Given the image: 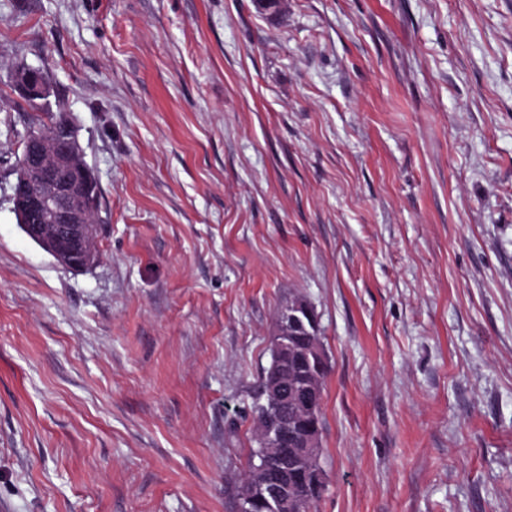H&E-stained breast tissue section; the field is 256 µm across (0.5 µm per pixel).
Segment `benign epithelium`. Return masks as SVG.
<instances>
[{
    "instance_id": "1",
    "label": "benign epithelium",
    "mask_w": 512,
    "mask_h": 512,
    "mask_svg": "<svg viewBox=\"0 0 512 512\" xmlns=\"http://www.w3.org/2000/svg\"><path fill=\"white\" fill-rule=\"evenodd\" d=\"M44 71L33 68L15 75L18 91L36 102L46 93ZM13 185V210L26 236L39 243L58 263L84 270L99 259L97 248L98 225L93 222L91 209L79 196L77 185L80 178H91L92 171L81 161L78 142L66 119L55 125V141L49 145L39 134L29 131L23 140L21 155L15 169ZM37 184L38 191L30 193L27 186ZM304 330L318 328V315L305 300L298 299L291 306L285 319L277 327L275 336L283 356H292L307 366L317 367L326 362L323 346L315 342L296 344L288 341L293 332L288 325ZM270 396L276 403L292 405L304 418L314 417L320 401L316 384L285 388L274 385ZM285 433L281 425L268 423L261 428L263 446L277 447ZM296 449L312 452L320 446V434L316 425L310 424L295 440ZM254 482L267 489V502L275 512H292L293 502L272 480L263 468L256 471Z\"/></svg>"
}]
</instances>
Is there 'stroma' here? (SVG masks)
Segmentation results:
<instances>
[{
  "label": "stroma",
  "mask_w": 512,
  "mask_h": 512,
  "mask_svg": "<svg viewBox=\"0 0 512 512\" xmlns=\"http://www.w3.org/2000/svg\"><path fill=\"white\" fill-rule=\"evenodd\" d=\"M43 69L100 260L10 200ZM318 512H512V0H0V512H234L280 308ZM45 80V72L37 68L26 72H19L15 75V84L18 91L33 102H37L45 95Z\"/></svg>",
  "instance_id": "35a3bbf8"
}]
</instances>
